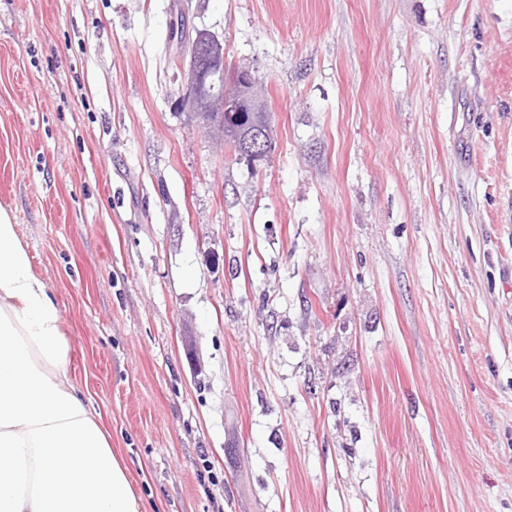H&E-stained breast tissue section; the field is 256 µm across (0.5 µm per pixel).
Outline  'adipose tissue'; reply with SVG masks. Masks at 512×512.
<instances>
[{
	"instance_id": "obj_1",
	"label": "adipose tissue",
	"mask_w": 512,
	"mask_h": 512,
	"mask_svg": "<svg viewBox=\"0 0 512 512\" xmlns=\"http://www.w3.org/2000/svg\"><path fill=\"white\" fill-rule=\"evenodd\" d=\"M62 314L0 205V512H142V497L67 378Z\"/></svg>"
}]
</instances>
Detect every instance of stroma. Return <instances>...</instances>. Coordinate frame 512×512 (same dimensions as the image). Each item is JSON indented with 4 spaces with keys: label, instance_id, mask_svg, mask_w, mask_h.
Instances as JSON below:
<instances>
[{
    "label": "stroma",
    "instance_id": "1",
    "mask_svg": "<svg viewBox=\"0 0 512 512\" xmlns=\"http://www.w3.org/2000/svg\"><path fill=\"white\" fill-rule=\"evenodd\" d=\"M0 204L143 512H512V0H0ZM191 53V38L181 25L179 51L183 59L188 58L184 82L174 100V108L185 114L188 121L216 133L224 140V125L233 134L235 115L240 112L236 126L240 132L249 133L252 129V116L249 112H269L262 98L260 81L249 69L234 70L224 89L216 82V77L224 78V42L207 30H199ZM184 51H183V48ZM213 103V107H212ZM234 146L235 138L224 140ZM235 152H239L234 149ZM271 147V131L265 132L262 129H257L252 132L251 137L243 145L241 155L252 162L263 160L270 152Z\"/></svg>",
    "mask_w": 512,
    "mask_h": 512
}]
</instances>
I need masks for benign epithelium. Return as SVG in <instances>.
Masks as SVG:
<instances>
[{
	"mask_svg": "<svg viewBox=\"0 0 512 512\" xmlns=\"http://www.w3.org/2000/svg\"><path fill=\"white\" fill-rule=\"evenodd\" d=\"M188 60L184 82L174 100V108L198 126L224 137V128L235 130L239 112H265L260 81L249 69L235 70L224 86L216 82L224 75V42L207 30H199L193 49L181 53ZM272 147L271 135L262 129L252 132L241 155L255 162L264 159Z\"/></svg>",
	"mask_w": 512,
	"mask_h": 512,
	"instance_id": "7a95c632",
	"label": "benign epithelium"
}]
</instances>
